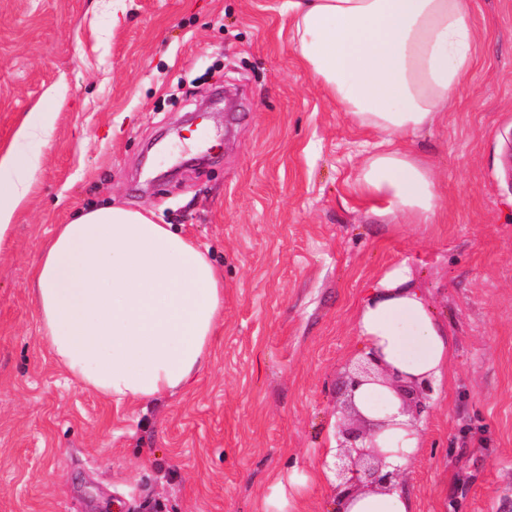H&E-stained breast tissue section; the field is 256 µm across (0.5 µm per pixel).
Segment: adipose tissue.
<instances>
[{"mask_svg":"<svg viewBox=\"0 0 512 512\" xmlns=\"http://www.w3.org/2000/svg\"><path fill=\"white\" fill-rule=\"evenodd\" d=\"M291 45L315 83L375 142L358 153L353 190L370 211L405 224L433 223L441 197L431 162L401 141L431 131L456 105L480 32L469 0H288ZM38 161L0 153V246L30 193ZM41 339L68 378L115 405L163 399L190 388L224 325V273L192 239L146 208L93 207L57 225L28 275ZM360 355L388 374L448 381L453 338L403 262L384 270L354 318ZM353 402L390 426L375 435L388 469L409 473L424 437L383 381ZM336 446L312 474L275 481L264 512H298L310 480L333 479ZM407 482L337 499L338 512H413Z\"/></svg>","mask_w":512,"mask_h":512,"instance_id":"ef3b65f1","label":"adipose tissue"}]
</instances>
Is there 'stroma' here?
Segmentation results:
<instances>
[{
	"label": "stroma",
	"instance_id": "stroma-1",
	"mask_svg": "<svg viewBox=\"0 0 512 512\" xmlns=\"http://www.w3.org/2000/svg\"><path fill=\"white\" fill-rule=\"evenodd\" d=\"M475 66L430 159L434 224L351 190L366 140L290 44L288 0H0V146L40 169L0 252V512H263L335 432L355 307L403 262L455 338L424 415L414 512H512V0H471ZM54 112L48 137L19 119ZM151 209L224 271V325L186 392L114 407L40 338L28 269L55 225Z\"/></svg>",
	"mask_w": 512,
	"mask_h": 512
}]
</instances>
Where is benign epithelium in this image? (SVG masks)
<instances>
[{
    "instance_id": "benign-epithelium-1",
    "label": "benign epithelium",
    "mask_w": 512,
    "mask_h": 512,
    "mask_svg": "<svg viewBox=\"0 0 512 512\" xmlns=\"http://www.w3.org/2000/svg\"><path fill=\"white\" fill-rule=\"evenodd\" d=\"M377 361L373 358L354 366L343 381V421L337 425L336 440L340 451L336 454V493L365 488L389 487L400 479L399 473L383 469L381 453L374 443L364 444L376 424L353 412L352 393L363 382V376L374 371ZM392 388L401 399L403 407L419 417L429 408L433 387L430 382L402 384L395 382Z\"/></svg>"
}]
</instances>
